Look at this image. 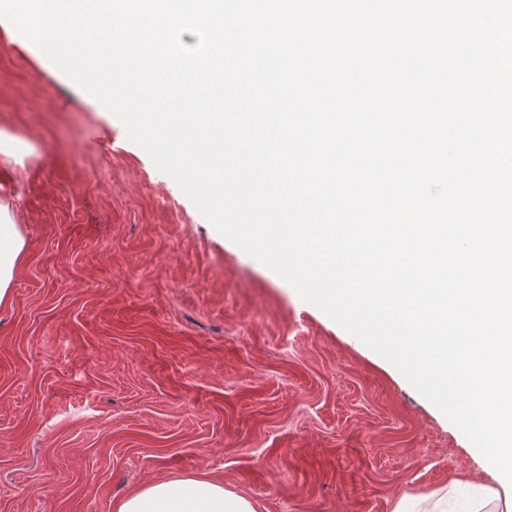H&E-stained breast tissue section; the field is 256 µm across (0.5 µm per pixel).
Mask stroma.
Masks as SVG:
<instances>
[{
	"label": "stroma",
	"mask_w": 512,
	"mask_h": 512,
	"mask_svg": "<svg viewBox=\"0 0 512 512\" xmlns=\"http://www.w3.org/2000/svg\"><path fill=\"white\" fill-rule=\"evenodd\" d=\"M0 165L26 241L0 308V512H112L206 476L256 512H393L472 444L386 359L223 236L38 48L0 29ZM30 148L17 140L16 137L0 131V157L5 163L22 164L24 156Z\"/></svg>",
	"instance_id": "obj_1"
}]
</instances>
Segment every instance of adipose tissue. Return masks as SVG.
Returning <instances> with one entry per match:
<instances>
[{
	"label": "adipose tissue",
	"instance_id": "ef3b65f1",
	"mask_svg": "<svg viewBox=\"0 0 512 512\" xmlns=\"http://www.w3.org/2000/svg\"><path fill=\"white\" fill-rule=\"evenodd\" d=\"M25 249L15 217L0 203V306L11 300V284ZM113 512H255L246 497L208 478L158 481L133 491L113 505Z\"/></svg>",
	"mask_w": 512,
	"mask_h": 512
}]
</instances>
